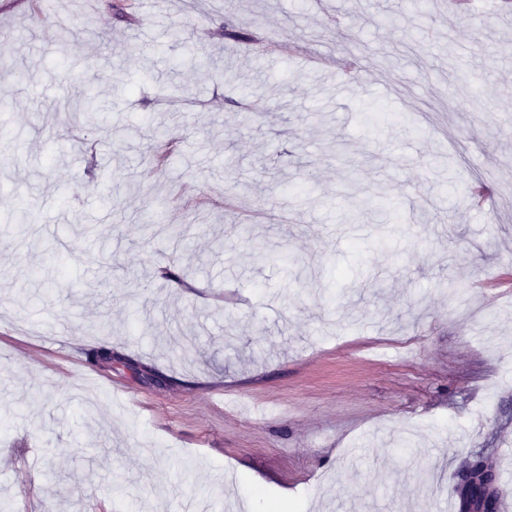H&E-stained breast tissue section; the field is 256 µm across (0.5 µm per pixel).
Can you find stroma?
Returning a JSON list of instances; mask_svg holds the SVG:
<instances>
[{
	"label": "stroma",
	"instance_id": "1",
	"mask_svg": "<svg viewBox=\"0 0 512 512\" xmlns=\"http://www.w3.org/2000/svg\"><path fill=\"white\" fill-rule=\"evenodd\" d=\"M0 24V504L448 512L473 459L512 473V5Z\"/></svg>",
	"mask_w": 512,
	"mask_h": 512
}]
</instances>
